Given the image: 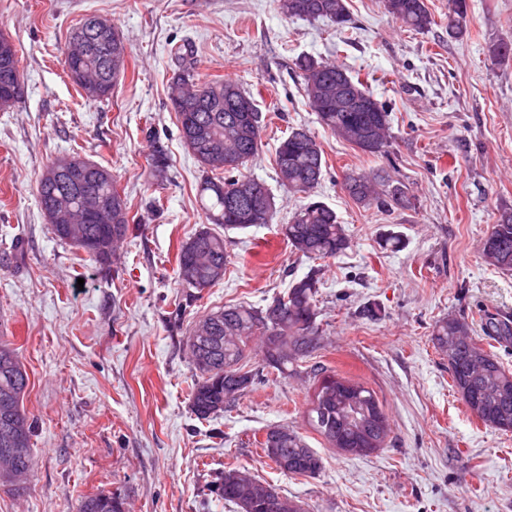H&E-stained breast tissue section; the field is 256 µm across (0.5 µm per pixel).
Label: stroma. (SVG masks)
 I'll return each instance as SVG.
<instances>
[{"instance_id":"1","label":"stroma","mask_w":512,"mask_h":512,"mask_svg":"<svg viewBox=\"0 0 512 512\" xmlns=\"http://www.w3.org/2000/svg\"><path fill=\"white\" fill-rule=\"evenodd\" d=\"M435 23L408 30L382 0H347L351 21L282 15L277 0H0V33L15 44L22 92L0 110V340L29 376L34 480L0 485V512H77L105 494L124 512H236L214 488L243 467L304 512H512V432L483 426L451 387L434 347L437 319L462 316L482 336L486 315H512V272L485 263L481 246L498 211L512 207V63L489 44L512 41V0H467L468 33L448 34L449 0H426ZM112 21L129 56L109 99L82 97L63 59L85 17ZM203 78L229 77L262 114L263 146L248 175L275 203L272 223L224 234L223 281L196 291L176 276L183 242L206 220L204 172L185 147L170 92L176 47ZM309 55L367 81L391 116L385 154L325 131L295 66ZM309 128L327 160L315 192L344 224L349 248L310 260L280 229L304 204L275 169L288 132ZM169 167L154 177L153 145ZM78 152L109 168L130 206V232L101 265L53 235L37 179ZM390 175L407 209L355 203L346 172ZM401 237L392 251L387 234ZM316 274L320 348L314 362L374 390L390 421L384 448H330L306 422L314 385L304 367L261 377L224 413L197 418V372L186 347L207 313L263 309ZM383 316L361 317L366 305ZM293 426L324 460L314 478L283 473L259 447L274 425Z\"/></svg>"}]
</instances>
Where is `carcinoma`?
<instances>
[{
  "instance_id": "cac0c4a2",
  "label": "carcinoma",
  "mask_w": 512,
  "mask_h": 512,
  "mask_svg": "<svg viewBox=\"0 0 512 512\" xmlns=\"http://www.w3.org/2000/svg\"><path fill=\"white\" fill-rule=\"evenodd\" d=\"M282 14L288 17L326 19L339 28L350 24L346 0H278ZM387 12L402 25L416 32L432 27L434 20L425 0H385ZM466 0H451L448 33L461 37L467 30ZM119 52L128 57V48L114 26L106 31L87 29L84 44L69 38L64 66L71 81L91 100H102L125 75L127 64L114 71L108 67L110 56ZM304 92L316 112L320 125L339 139L364 152L382 154L388 146L390 113L357 77L337 64L301 57ZM23 71L11 40L0 35V99L6 87L21 80ZM242 98L252 99L236 81L215 77L203 79L186 66L172 84L171 101L178 112L181 138L199 165L208 172L199 188L202 208L210 224L226 230H245L269 224L274 210L265 204L266 185L244 174L262 145L263 126L259 112L250 119L235 111ZM67 160L75 170L97 168L99 164L77 152L62 155L46 166L55 167ZM281 182L294 193L312 195L325 176L327 163L315 136L306 128H293L285 137L275 158ZM343 189L363 207L409 208L411 199L400 186L347 172ZM65 177L56 181L39 177L37 196L41 209L56 198L72 192ZM128 202L112 214L110 224H51L59 240L85 251L99 264L107 263L113 243L129 231ZM282 234L292 250L307 259H329L350 246L348 235L336 211L322 201L311 200L292 219L282 225ZM485 261L503 271L512 272V208H501L495 224L484 239ZM227 255L223 235L209 227L196 230L181 245L177 257L179 281L199 291L224 279ZM318 279L311 273L292 284L285 294L266 309L249 305H228L208 313L195 330H207L211 339L190 351L199 377L190 392L194 414L208 419L232 406L256 380L257 373L241 364L250 338L266 336L264 367L281 374L312 357L319 347L316 296ZM488 336L504 341L512 339V320L490 318L485 324ZM431 340L443 354L452 353L448 371L452 387L470 413L484 426L503 433L512 432V372L505 369L494 354L485 350L472 336L470 324L458 317L435 322ZM316 380L314 393L324 398L326 422L318 420L317 410L307 409L308 425L330 447L357 448L358 436L349 427L348 413L358 407L361 416L379 410L381 426L367 444L376 451L386 444L390 431L388 416L377 394L363 384L339 377L321 365L311 366ZM29 378L15 349L0 343V395L12 394L13 407L0 412V436H8L11 422L27 421L23 397ZM265 456L282 471L315 477L323 469L322 456L310 448L304 437L288 425H275L260 441ZM235 469L224 471V483L217 489L224 502L240 507L239 500L251 503L249 512H271L263 491V480L239 485L230 481ZM78 512H121L120 503L107 495L87 497Z\"/></svg>"
}]
</instances>
